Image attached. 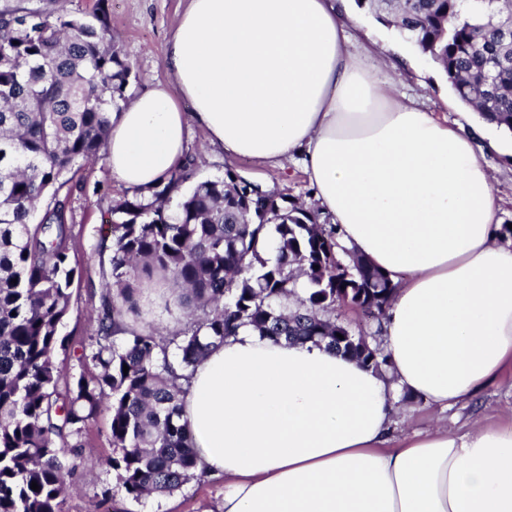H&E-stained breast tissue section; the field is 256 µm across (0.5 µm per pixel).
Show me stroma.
<instances>
[{"label": "stroma", "instance_id": "stroma-1", "mask_svg": "<svg viewBox=\"0 0 512 512\" xmlns=\"http://www.w3.org/2000/svg\"><path fill=\"white\" fill-rule=\"evenodd\" d=\"M17 3L68 17H84L97 8H105L117 45L131 68L126 92L130 99L166 81L163 66L166 41L187 6V0H0V8ZM350 32L353 40L368 50L365 63L378 66L381 77H389L398 56V35L387 29H376L371 12L364 8L357 10L355 18L351 19ZM399 90L439 118L464 125L478 119L476 112L464 108L452 97L446 77L426 57H417L415 66L404 70ZM186 154L195 160L197 179H220L225 170L231 168L247 180L306 205L315 203L300 159L288 160L281 166L263 165L245 158L230 159L223 151L211 147L205 132L197 127L189 133ZM486 161L499 204V221L512 223V157L492 150L487 152ZM72 185L74 248L71 259L81 274L74 283L69 313L60 328L61 335L67 336L69 342L66 350L60 351L58 361L75 372L79 369L77 358L81 344L94 325V311L108 268L107 262L94 254L93 247L101 227L109 219L110 203L119 200L125 188L103 160L76 173ZM477 420L512 426V369L505 370L497 384L478 396L447 409L427 405L404 392L397 393L390 436L396 441L437 425L461 432ZM84 452L90 464L68 489L63 512H217L224 494L223 476L213 474L192 480L170 495H156L138 502L131 500L124 494L115 472L105 464L112 455L110 420L105 415L90 421ZM104 485L111 489L106 499L98 495Z\"/></svg>", "mask_w": 512, "mask_h": 512}]
</instances>
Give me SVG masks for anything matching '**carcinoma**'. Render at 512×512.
<instances>
[{"label":"carcinoma","instance_id":"cac0c4a2","mask_svg":"<svg viewBox=\"0 0 512 512\" xmlns=\"http://www.w3.org/2000/svg\"><path fill=\"white\" fill-rule=\"evenodd\" d=\"M358 3L436 64L461 102L512 134V0ZM20 24L30 31L23 38ZM130 73L103 9L91 21L0 9V512H63L87 463L83 431L103 413L114 450L107 465L127 497L172 494L198 477L181 381L243 326L276 342L323 343L379 372L390 365L335 315L350 305L382 318L388 276L359 255L344 268L338 225L275 190L256 194L230 168L173 196L195 176L190 158L151 201L132 189L111 204L95 246L110 251V272L78 357L94 372L57 364L78 277L66 175L104 157ZM156 276L195 309L176 335L141 319Z\"/></svg>","mask_w":512,"mask_h":512}]
</instances>
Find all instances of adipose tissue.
<instances>
[{"label":"adipose tissue","mask_w":512,"mask_h":512,"mask_svg":"<svg viewBox=\"0 0 512 512\" xmlns=\"http://www.w3.org/2000/svg\"><path fill=\"white\" fill-rule=\"evenodd\" d=\"M342 0H188L168 83L112 115L106 161L149 191L185 157L189 124L231 158L300 153L340 243L395 286L383 319L394 384L312 342L240 328L182 386L220 512H512V426L391 442L395 391L448 407L512 367V240L466 128L395 99L364 65ZM189 109H182L181 101Z\"/></svg>","instance_id":"1"}]
</instances>
